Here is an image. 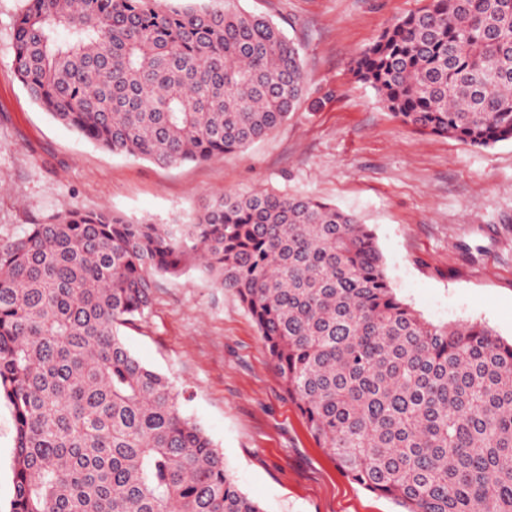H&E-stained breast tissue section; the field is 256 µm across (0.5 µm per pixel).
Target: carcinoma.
I'll list each match as a JSON object with an SVG mask.
<instances>
[{"label": "carcinoma", "instance_id": "cac0c4a2", "mask_svg": "<svg viewBox=\"0 0 512 512\" xmlns=\"http://www.w3.org/2000/svg\"><path fill=\"white\" fill-rule=\"evenodd\" d=\"M13 65L98 147L158 166L238 152L304 92L300 47L223 0H26ZM412 129L512 141V0H427L351 63ZM232 292L318 444L402 512H512V342L397 298L369 227L298 194L219 193L176 224L70 209L0 246L9 512H264L120 327L156 276Z\"/></svg>", "mask_w": 512, "mask_h": 512}]
</instances>
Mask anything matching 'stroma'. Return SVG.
Segmentation results:
<instances>
[{
  "instance_id": "obj_1",
  "label": "stroma",
  "mask_w": 512,
  "mask_h": 512,
  "mask_svg": "<svg viewBox=\"0 0 512 512\" xmlns=\"http://www.w3.org/2000/svg\"><path fill=\"white\" fill-rule=\"evenodd\" d=\"M302 48L295 112L250 147L160 167L116 155L54 122L13 65L25 0H0V244L72 208L160 224L216 193L316 197L373 231L396 296L437 324L480 323L512 340V141L475 147L403 125L350 61L422 0H238ZM122 334L165 374L265 512H400L350 480L281 390L261 337L231 292L192 271L157 282L151 311ZM15 428L0 403V512L13 496Z\"/></svg>"
}]
</instances>
